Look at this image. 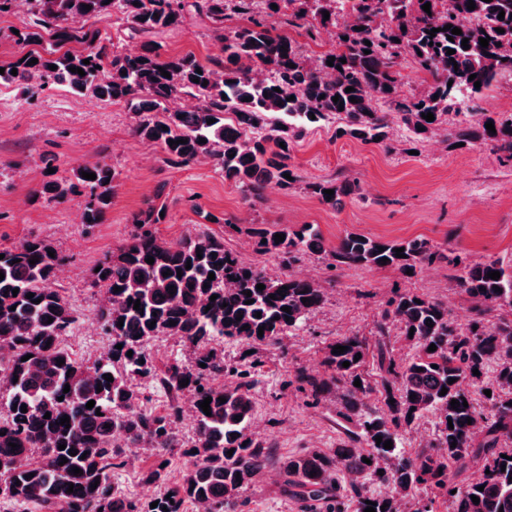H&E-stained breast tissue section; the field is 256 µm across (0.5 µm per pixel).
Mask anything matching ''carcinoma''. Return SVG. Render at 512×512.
I'll return each instance as SVG.
<instances>
[{
	"mask_svg": "<svg viewBox=\"0 0 512 512\" xmlns=\"http://www.w3.org/2000/svg\"><path fill=\"white\" fill-rule=\"evenodd\" d=\"M471 1L473 10L467 8ZM427 2L428 13L422 9ZM191 13L220 41L219 52L202 59L192 52L164 54L162 37ZM2 15L18 17L19 34L13 39L30 50L0 63V86L18 89L29 99L62 87L103 102L123 101L132 114L133 134L159 149L170 166L206 163L219 168L224 184L239 191L251 207L263 199L269 184L286 190L302 181L290 163L294 144L309 129L330 122L339 123L337 136L388 151L395 149L391 135L398 125L406 132V152L446 123L449 146H488L512 160V114L471 111L493 82L512 77V0H0ZM113 16L124 21L130 36L142 39L139 52L113 50L112 37L98 27ZM242 17L244 25L238 24ZM448 24L451 28L444 29ZM433 28L439 32L432 37L428 31ZM454 28L462 34L452 35ZM294 29L304 30L312 41L330 29L337 46L312 59L288 35ZM486 36L489 45L483 48L479 38ZM464 39L467 50L461 46ZM367 40L371 45H365ZM449 48L456 53L447 55ZM407 57L432 77L416 95L401 90V65ZM34 59L38 63L30 64ZM329 60L333 65H327ZM51 64L57 69H49ZM71 67L85 75L69 71ZM161 67L170 77L161 75ZM472 74L480 87L469 79ZM348 87L354 91L345 92ZM188 97L197 100L191 111L177 106ZM380 103L391 111H381ZM428 112L434 121L422 118ZM489 121L493 133L485 127ZM181 139L185 143L170 144ZM84 172L96 179L83 178ZM117 179L106 164L82 165L72 178L45 184L44 192L63 202L79 189L87 190L83 223L93 226L104 223ZM307 189L334 209L340 197L357 193L359 187L355 181L324 180L307 184ZM327 190L334 195L326 196ZM164 213L165 206L153 203L136 213V229L126 243L96 263L100 271L90 269L91 286L105 293L96 317L111 337L106 356L90 366L65 346L78 319L53 287L65 257L57 252L49 256L52 247L38 237L0 248V371L5 372L0 406L7 408L0 419L1 495L21 503L22 512H184L187 502H206L209 512H238L240 493L263 475L271 457L252 431L256 381L249 370L224 363L211 343L231 339L253 352L279 345L308 326L325 304L327 289L293 267L303 255L317 253L334 271L388 267L406 279L424 265L445 263L459 293L470 302V319L461 326L448 301L396 289L376 315L371 336L353 332L329 343L322 374L297 369L299 389L317 404L336 398L337 415L352 431L349 441L336 448H313L282 461L283 492L306 504L309 512L317 507L343 512L344 506L354 512L369 506L376 512H434L439 501L448 512H512V257L475 261L422 236L381 240L354 232L328 247L312 224L275 232L254 227L256 250L276 256L285 269L271 275L242 261L224 247V239L207 230L174 243L161 241L154 225L165 223ZM277 233L285 235L278 244ZM397 248L404 249L405 257L395 256ZM149 257L154 263L145 262ZM167 270L171 275L165 277ZM491 271L500 272V278L487 277ZM211 272L213 280L208 279ZM258 284L265 288L257 290ZM28 293L33 297L27 298ZM137 299L138 310L133 304ZM395 330L411 350L404 358L393 354L390 336ZM159 336L193 347V364L172 363L157 372L146 346ZM432 344L434 352L428 351ZM336 345L346 350L335 354ZM27 355L30 359L23 360ZM369 358L372 380L363 370ZM345 361L350 362L347 368ZM475 369L480 375L473 374ZM109 375L111 382L105 380ZM223 375L234 381L211 383L210 378ZM134 376L155 379L174 395L168 408L142 409L141 393L131 383ZM186 379L188 385L180 386ZM357 379L359 387L354 386ZM185 393L195 421V437L186 451L190 466L174 481L164 468L152 470L146 481L164 490L147 502L126 496L112 483V472L132 463L139 448L178 447L177 422L183 415L178 398ZM207 397L212 398L209 416L200 408ZM454 399L468 406L453 408ZM90 400L95 405L88 409ZM430 414L436 417L431 437L405 452L404 432ZM66 415L67 427L60 424ZM117 434L128 451L114 445ZM377 436L382 437L380 445ZM388 440L390 449L383 445ZM62 444L66 449H59ZM450 464L460 473L479 467L484 474L474 483H452ZM75 467L83 473L74 474ZM341 472L352 476L345 503L334 487ZM420 485L433 490L427 503L414 497ZM473 495L479 503H473Z\"/></svg>",
	"mask_w": 512,
	"mask_h": 512,
	"instance_id": "cac0c4a2",
	"label": "carcinoma"
}]
</instances>
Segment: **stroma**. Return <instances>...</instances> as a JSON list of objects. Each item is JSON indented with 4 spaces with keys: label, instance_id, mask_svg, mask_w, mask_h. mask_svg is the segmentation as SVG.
<instances>
[{
    "label": "stroma",
    "instance_id": "stroma-1",
    "mask_svg": "<svg viewBox=\"0 0 512 512\" xmlns=\"http://www.w3.org/2000/svg\"><path fill=\"white\" fill-rule=\"evenodd\" d=\"M162 43L167 53L191 51L200 57L220 48L191 16ZM96 162L113 167L119 177L106 221L89 229L82 219L83 196L60 202L43 186ZM291 162L303 184L288 191L268 186L263 200L251 208L211 165L168 166L160 151L133 135L125 104L62 89L27 100L0 87V247L36 236L65 256L57 285L78 311L67 343L86 363L103 357L110 343L96 319L104 291L91 287L89 270L125 242L133 230L132 214L151 200L167 207L165 223L156 227L162 241L171 243L205 227L245 262L273 275L281 273L280 261L255 250L248 235L252 224L272 230L311 224L329 245L356 232L384 240L423 236L476 260L512 254V163L490 147L454 149L436 136L424 139L416 154L390 153L335 137L333 127L323 126L295 144ZM337 177L357 181L360 194L334 209L303 188ZM228 218L236 220V227L225 226ZM295 269L320 280L328 301L300 335L257 356L255 430L270 445L275 462L309 448H333L344 439L333 403L311 405L294 374L300 367L323 372L327 343L351 332L368 333L392 288L447 300L459 324L470 318L469 304L444 264L424 266L410 279L388 268L332 271L315 255L303 257ZM162 461L174 478L190 459L182 447L147 453L135 465L113 472L112 480L127 496L148 500L160 487L146 482L144 474ZM279 484L276 466L269 468L259 483L243 490L242 512H305L302 502L281 495Z\"/></svg>",
    "mask_w": 512,
    "mask_h": 512
}]
</instances>
